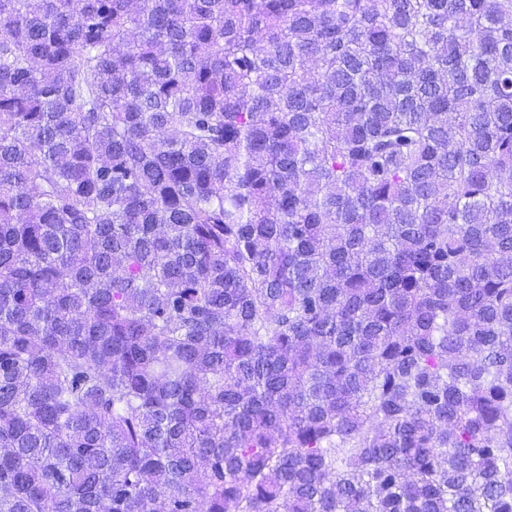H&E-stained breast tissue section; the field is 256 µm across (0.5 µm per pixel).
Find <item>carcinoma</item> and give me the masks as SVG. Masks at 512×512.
Instances as JSON below:
<instances>
[{
	"instance_id": "carcinoma-1",
	"label": "carcinoma",
	"mask_w": 512,
	"mask_h": 512,
	"mask_svg": "<svg viewBox=\"0 0 512 512\" xmlns=\"http://www.w3.org/2000/svg\"><path fill=\"white\" fill-rule=\"evenodd\" d=\"M0 512H512V0H0Z\"/></svg>"
}]
</instances>
